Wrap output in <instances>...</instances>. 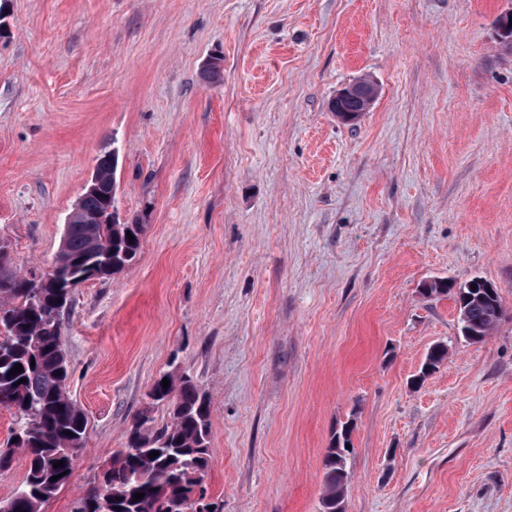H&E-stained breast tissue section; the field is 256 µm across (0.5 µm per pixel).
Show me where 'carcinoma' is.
Instances as JSON below:
<instances>
[{
	"instance_id": "carcinoma-1",
	"label": "carcinoma",
	"mask_w": 512,
	"mask_h": 512,
	"mask_svg": "<svg viewBox=\"0 0 512 512\" xmlns=\"http://www.w3.org/2000/svg\"><path fill=\"white\" fill-rule=\"evenodd\" d=\"M96 169L105 187L82 198L72 223L64 225L49 278L33 284L13 263L0 264V408L16 417L11 433L15 441L0 448V471L10 468L18 451L27 459L23 483L0 500V512H42L68 483L75 453L86 444L87 417L67 391L69 365L59 312L68 304L71 283L109 279L130 268L145 231L137 216L112 223V153L101 155ZM422 288L428 298L454 299L461 335L472 343L484 341L505 319L498 288L481 277L466 285L432 279ZM447 355L446 345H433L417 380L431 375ZM17 363L23 372L9 374ZM22 378L26 382L18 383ZM165 378L169 386L158 379L147 397L167 405L170 422L155 429L149 426L148 413H138L126 431L124 448L101 472L98 485L74 501L71 512H195L196 493H208L202 479L211 462L210 402L190 377ZM354 427L352 418L343 423L326 448L320 512H336V505L345 503L350 479L346 445ZM154 451L159 456L152 459ZM60 460L64 464L53 467ZM136 493L143 494L137 502Z\"/></svg>"
}]
</instances>
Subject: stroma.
Returning a JSON list of instances; mask_svg holds the SVG:
<instances>
[{"instance_id":"35a3bbf8","label":"stroma","mask_w":512,"mask_h":512,"mask_svg":"<svg viewBox=\"0 0 512 512\" xmlns=\"http://www.w3.org/2000/svg\"><path fill=\"white\" fill-rule=\"evenodd\" d=\"M512 0H0V240L51 272L98 157L137 261L61 316L88 419L71 512L154 381L210 402L220 512H319L355 419L346 512H512ZM222 56L223 77L203 75ZM379 86L349 124L329 105ZM494 283L479 344L424 281ZM447 360L414 384L433 344ZM379 94L378 86L368 78H362L336 93L331 102V111L346 123H353L369 112ZM355 420L349 419L336 430L323 457V489L320 512H336V503L344 505L349 487L348 454Z\"/></svg>"}]
</instances>
